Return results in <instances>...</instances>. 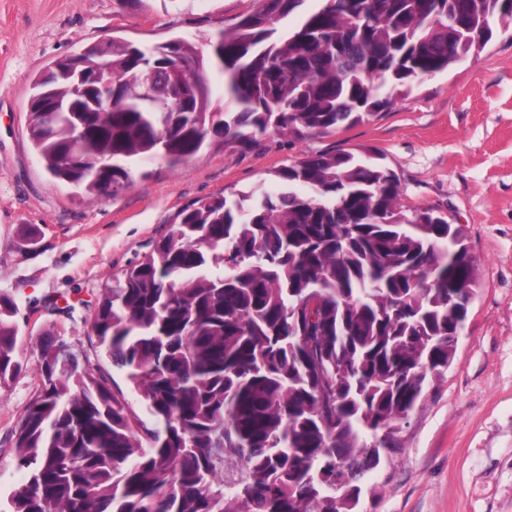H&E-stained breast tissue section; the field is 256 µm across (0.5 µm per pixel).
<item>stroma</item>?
<instances>
[{
    "instance_id": "1",
    "label": "stroma",
    "mask_w": 512,
    "mask_h": 512,
    "mask_svg": "<svg viewBox=\"0 0 512 512\" xmlns=\"http://www.w3.org/2000/svg\"><path fill=\"white\" fill-rule=\"evenodd\" d=\"M262 0H0V295L19 315L21 372L0 388V496L24 475L12 432L40 389L37 338L78 362L95 357L91 322L113 274L137 261L197 200L274 190L308 154H382L398 203L464 225L481 286L448 371L383 451L358 512H512V29L494 28L477 61L419 80L368 120L330 134L269 133L205 149L178 167H135L124 188L90 198L52 177L27 133L33 79L114 36L142 48L201 43Z\"/></svg>"
}]
</instances>
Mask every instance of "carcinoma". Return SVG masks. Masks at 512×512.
Instances as JSON below:
<instances>
[{"instance_id":"cac0c4a2","label":"carcinoma","mask_w":512,"mask_h":512,"mask_svg":"<svg viewBox=\"0 0 512 512\" xmlns=\"http://www.w3.org/2000/svg\"><path fill=\"white\" fill-rule=\"evenodd\" d=\"M304 2L263 0L206 51L112 37L53 62L32 84L27 124L45 170L100 195L159 156L175 167L271 131L328 133L478 58L492 27L512 28V0ZM145 62L168 112L141 100ZM84 64L104 65L121 108L96 106L93 80L73 93ZM185 65L195 77L179 91L172 74ZM59 101L73 111L50 126ZM75 156L112 167L95 178ZM275 175L277 193L180 210L102 289L96 347L138 406L41 338L40 390L12 432L25 480L6 512H354L380 463L373 446H392L396 416L453 363L478 267L463 225L401 210L399 178L369 149L307 155ZM16 315L0 296V387L22 370Z\"/></svg>"}]
</instances>
